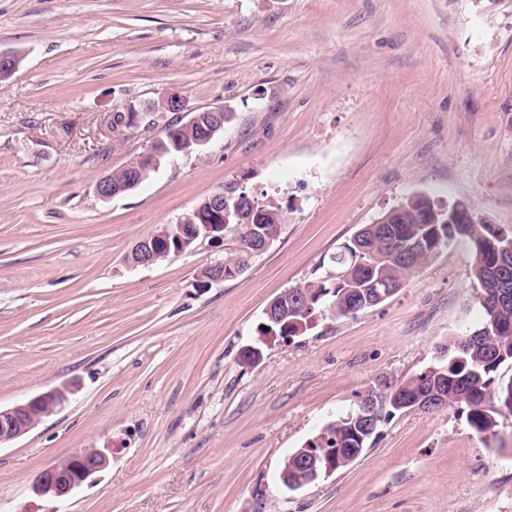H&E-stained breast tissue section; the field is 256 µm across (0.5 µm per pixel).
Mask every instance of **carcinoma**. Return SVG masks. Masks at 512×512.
<instances>
[{
	"instance_id": "carcinoma-1",
	"label": "carcinoma",
	"mask_w": 512,
	"mask_h": 512,
	"mask_svg": "<svg viewBox=\"0 0 512 512\" xmlns=\"http://www.w3.org/2000/svg\"><path fill=\"white\" fill-rule=\"evenodd\" d=\"M206 129V125L190 127L182 121L167 124L160 140L153 145L155 157L147 158L140 166L143 179H148L172 157L193 148L195 139ZM404 203L410 211L408 221L393 224L391 229L402 241H421L418 253L410 261L399 263L391 259L389 247L384 245L378 230H371L366 224L330 257L334 269L291 289L299 297L298 306L279 312L275 321L265 320L260 327L262 335L293 336L317 314L353 317L368 310L370 298L387 288L399 291L410 275L459 238L470 244V275L479 293L497 288L507 293V300L498 310L479 304V324L453 337L441 348L443 358L432 366L400 379L382 376L359 394L357 403L345 416L319 432L324 447L336 449L338 455H347L349 448L370 447L379 424L409 412L413 399L432 390L446 398L432 411L454 409L465 415L473 432L487 439L496 435L503 412L512 414V405L507 403L512 381L504 389L494 388L500 368L512 364V329L502 330V325L512 323V255L505 256V248H512V235L497 233L489 224H452V209L439 206L428 194L408 197ZM264 209L268 214L257 220L251 217L247 205L237 201V196H224V236L232 243V248L224 252V279L241 274L253 259L244 248V232L254 237L280 234L282 211L275 205H266ZM374 400L384 406L383 417L370 425L363 418L362 404Z\"/></svg>"
}]
</instances>
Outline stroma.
I'll list each match as a JSON object with an SVG mask.
<instances>
[{
	"mask_svg": "<svg viewBox=\"0 0 512 512\" xmlns=\"http://www.w3.org/2000/svg\"><path fill=\"white\" fill-rule=\"evenodd\" d=\"M0 49L24 57L0 81V406L71 388L0 445V512H512V416L486 439L450 409L401 414L351 466L278 480L377 378L478 324L465 241L375 308L259 331L409 195L512 231V0H0ZM218 107L230 120L203 151L96 195L167 123ZM243 190L284 224L242 274L200 286L224 257L207 237L129 262L157 226ZM82 448L109 458L93 483L34 491Z\"/></svg>",
	"mask_w": 512,
	"mask_h": 512,
	"instance_id": "stroma-1",
	"label": "stroma"
}]
</instances>
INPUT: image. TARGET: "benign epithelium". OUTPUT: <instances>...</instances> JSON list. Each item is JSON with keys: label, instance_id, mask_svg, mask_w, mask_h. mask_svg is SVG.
Wrapping results in <instances>:
<instances>
[{"label": "benign epithelium", "instance_id": "7a95c632", "mask_svg": "<svg viewBox=\"0 0 512 512\" xmlns=\"http://www.w3.org/2000/svg\"><path fill=\"white\" fill-rule=\"evenodd\" d=\"M212 126L209 132L196 140L202 147L213 139L214 132L224 127L222 109L209 111ZM224 217V194L216 193L208 201L207 211L200 208L182 216L175 224H162L148 236L140 239L132 248L135 257L133 265L152 266L157 260L167 257L170 253V240L178 242L175 252L183 253L200 235L213 240H224V225L208 224L206 219ZM67 399L62 389L35 396L28 401L9 408H0V444L12 441L37 425L61 406ZM295 456L301 458L302 466L306 467L307 477L297 483L288 481V470L282 471L281 484L288 490L295 491L316 482L321 476L336 471V451L333 448L318 453L315 448H299ZM108 464V457L98 448H83L66 459L43 470L37 477L33 488L40 495H51L57 498L66 497L86 483L94 481V475L102 471Z\"/></svg>", "mask_w": 512, "mask_h": 512}]
</instances>
